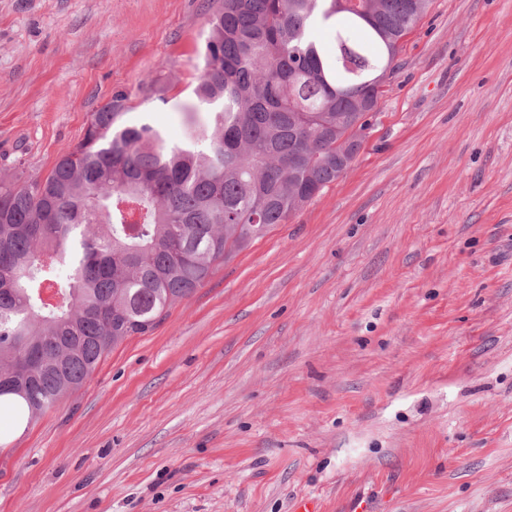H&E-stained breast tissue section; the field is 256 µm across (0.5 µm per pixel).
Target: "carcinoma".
Segmentation results:
<instances>
[{
    "instance_id": "obj_1",
    "label": "carcinoma",
    "mask_w": 512,
    "mask_h": 512,
    "mask_svg": "<svg viewBox=\"0 0 512 512\" xmlns=\"http://www.w3.org/2000/svg\"><path fill=\"white\" fill-rule=\"evenodd\" d=\"M430 0H220L186 136L116 95L42 180L0 181V400L32 421L150 333L254 238L336 181L350 113L377 108ZM329 27L328 56L313 32ZM367 40L355 38L358 30Z\"/></svg>"
}]
</instances>
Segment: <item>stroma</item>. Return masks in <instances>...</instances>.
I'll return each instance as SVG.
<instances>
[{"label":"stroma","mask_w":512,"mask_h":512,"mask_svg":"<svg viewBox=\"0 0 512 512\" xmlns=\"http://www.w3.org/2000/svg\"><path fill=\"white\" fill-rule=\"evenodd\" d=\"M216 7L0 0V179L118 93L181 142ZM395 64L343 178L0 416V512H512V0H431Z\"/></svg>","instance_id":"1"}]
</instances>
